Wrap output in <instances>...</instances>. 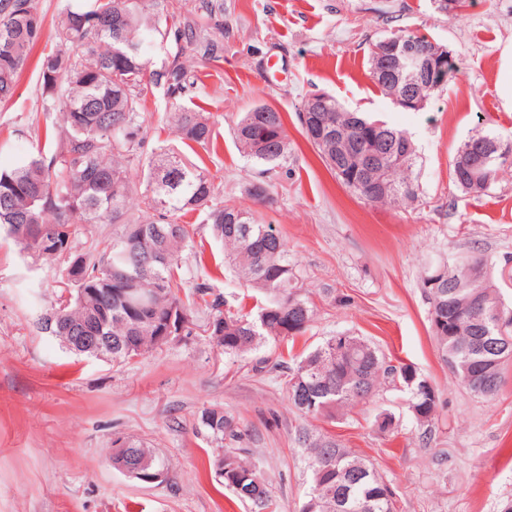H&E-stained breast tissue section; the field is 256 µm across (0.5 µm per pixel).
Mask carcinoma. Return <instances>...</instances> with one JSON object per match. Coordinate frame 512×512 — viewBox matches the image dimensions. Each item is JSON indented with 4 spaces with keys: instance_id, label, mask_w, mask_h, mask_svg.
<instances>
[{
    "instance_id": "1",
    "label": "carcinoma",
    "mask_w": 512,
    "mask_h": 512,
    "mask_svg": "<svg viewBox=\"0 0 512 512\" xmlns=\"http://www.w3.org/2000/svg\"><path fill=\"white\" fill-rule=\"evenodd\" d=\"M50 37L56 50L41 60V112L51 154L39 149L9 167H0V229L19 248L31 267L57 266L60 295L37 315L40 333L64 346L71 336H99L112 351L99 359L115 365L137 356L140 342L147 354L158 348L156 335L174 317L177 336H190L198 313L207 314L204 331L226 357H242L266 339L304 334L316 312L297 293L296 274L280 232L254 213L214 201L215 187L195 162L174 152L149 159L140 171L145 191L137 211L129 201L137 182L129 162L140 156L146 122L145 97L162 90L176 100L194 87L196 74L186 59L216 60L224 46L213 31L222 13L219 0H200L183 24L169 19L170 0H63ZM45 35V17L35 0H0V103L10 100L32 52ZM425 36L394 32L386 41L421 42ZM170 46L175 53L154 69V54ZM450 72L428 76L425 68L403 73L400 84L376 71L369 56V76L379 91L394 100L402 91L428 100L448 87L460 69L453 57ZM306 139L336 179L366 200L402 205L417 198L414 167L417 154L407 133L387 122L345 110L330 94L309 95L302 106ZM175 137L190 150L213 146L215 123L201 107H177L170 113ZM240 150L258 166L275 167L288 158V138L281 112L257 105L236 124ZM502 137L476 134L452 157L455 184L469 191V160L485 153ZM350 153L336 151V142ZM371 153L374 184H359L354 156ZM258 203L270 200V187L255 181L247 188ZM189 212L203 216L224 257L238 276L270 294L256 316L224 309L226 301L206 280L187 288L180 276L182 249L193 229L183 222ZM110 224L112 238L85 249L77 246L78 225ZM492 260L472 253L451 265L429 268L424 279L429 321L443 360L472 396L490 401L503 383L506 362L492 352L500 330L492 312L505 300L490 284ZM409 395L408 411L416 425L429 424L436 412V389L408 364L395 365L361 336L338 334L317 345L288 374L292 405L305 415L336 417L365 404L381 386ZM196 434L224 448L241 430L223 410L203 408ZM311 459L312 492L301 512H395L394 491L363 458L336 439L305 434ZM156 457L142 440L124 439L112 455L119 469ZM219 481L237 497L260 509L271 505L267 483L233 448L218 464Z\"/></svg>"
}]
</instances>
